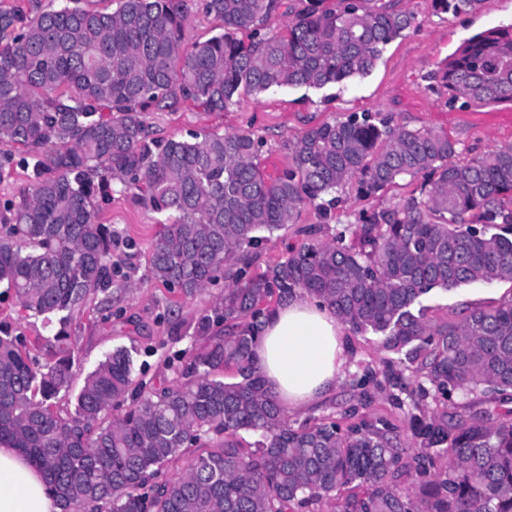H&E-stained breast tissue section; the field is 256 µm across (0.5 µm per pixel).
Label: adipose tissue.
<instances>
[{
	"mask_svg": "<svg viewBox=\"0 0 512 512\" xmlns=\"http://www.w3.org/2000/svg\"><path fill=\"white\" fill-rule=\"evenodd\" d=\"M344 326L300 292L266 318L253 352L269 390L290 410L314 408L336 386L345 362ZM0 512H60L43 474L21 449L0 444Z\"/></svg>",
	"mask_w": 512,
	"mask_h": 512,
	"instance_id": "1",
	"label": "adipose tissue"
}]
</instances>
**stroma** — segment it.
<instances>
[{"mask_svg":"<svg viewBox=\"0 0 512 512\" xmlns=\"http://www.w3.org/2000/svg\"><path fill=\"white\" fill-rule=\"evenodd\" d=\"M372 7L406 12L413 25L389 43L370 75L322 89L282 87L263 93L239 91L224 111L205 112L192 103H179L171 110H148L145 122L152 138L179 139L199 131L217 133L252 131L262 142L255 163L265 176H276L287 167L290 149L311 127L345 119L349 114L368 113L374 120L391 125L431 130L448 135L465 156L482 154L497 146L512 144V124L498 123L504 112L512 113V102L471 107L449 102L448 92L435 76L448 57L471 36L512 23V0H483L477 12L453 15L438 10L433 0H371ZM419 179H404L383 195L364 198L355 186H347L330 215L314 207H302L297 221L274 233L258 250L254 271L282 260L289 247L303 240L300 227L314 224L319 240H330L336 225L355 222L359 213L392 205L418 189ZM101 220L120 238L113 248L115 261L130 277V288L113 290L109 308L94 312L71 330L74 345L73 390H80L85 375L117 347L136 348L135 372L152 382L172 379L167 360L179 359L197 344L198 320L214 315L224 292L223 281H215L195 296L180 299L148 276L152 244L160 230L158 216L131 195L112 193L99 200ZM512 294V283L475 282L444 291L432 290L423 300L431 320L456 319L473 307L474 297L500 299ZM0 325L15 333L41 337L33 354L49 362L55 326L29 315L9 293L0 294ZM346 361L335 389L318 414L340 412L360 403V378L367 370L384 368V352L373 334H348ZM361 404V403H360Z\"/></svg>","mask_w":512,"mask_h":512,"instance_id":"1","label":"stroma"}]
</instances>
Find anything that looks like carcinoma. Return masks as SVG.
<instances>
[{"label": "carcinoma", "instance_id": "obj_1", "mask_svg": "<svg viewBox=\"0 0 512 512\" xmlns=\"http://www.w3.org/2000/svg\"><path fill=\"white\" fill-rule=\"evenodd\" d=\"M189 2L119 0L97 11L69 0L34 15L0 5V142L28 149L18 162L0 154V180L19 163L31 169L19 201L0 211V286L59 324L44 365L0 329V443L35 463L61 512H142L148 495L152 512H512L511 409L453 424L412 415L403 441L354 405L297 424L253 357L270 312L261 304L305 292L393 355L363 386L386 384L417 410L455 392L472 405L512 402V296L455 321L429 322L419 308L436 288L512 283V145L468 159L446 135L354 114L309 129L268 180L248 130L159 144L148 138L149 109L184 100L222 111L242 88L364 77L412 24L405 12L311 0L280 36L263 26L277 0H202L219 32L188 49ZM434 3L458 15L482 0ZM441 81L453 102H511L512 26L469 38ZM406 177L422 178L420 195L363 214L329 241L310 225L284 260L251 273L248 252L301 207L317 202L326 214L350 183L373 196ZM114 185L166 216L151 278L189 298L224 277V333L159 387L118 348L72 399L68 328L124 287L113 278L116 233L100 221L98 195ZM181 458L183 473L161 478Z\"/></svg>", "mask_w": 512, "mask_h": 512}]
</instances>
